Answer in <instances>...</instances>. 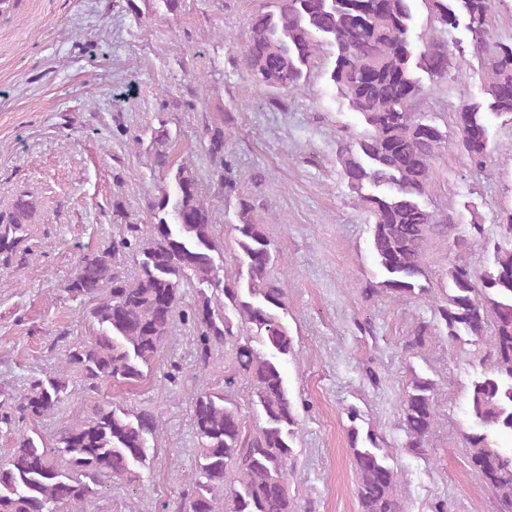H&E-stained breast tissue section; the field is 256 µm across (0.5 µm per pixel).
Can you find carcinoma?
I'll return each mask as SVG.
<instances>
[{
	"label": "carcinoma",
	"mask_w": 512,
	"mask_h": 512,
	"mask_svg": "<svg viewBox=\"0 0 512 512\" xmlns=\"http://www.w3.org/2000/svg\"><path fill=\"white\" fill-rule=\"evenodd\" d=\"M255 12L239 48L243 71L257 86L276 93L307 80L327 55L331 84L363 119L360 133L341 135L336 159L350 194L369 214L371 254L381 276L371 288L393 299L419 296L424 286L423 252L437 230L467 245L484 238V226L462 229L452 216L429 208L426 199L442 150L461 153L478 170L487 167L494 145L487 113L512 119V40L496 38L491 17L496 0H422L427 27L413 34L412 0H273ZM465 22L470 44L485 71L483 100L461 101L451 113L453 135L418 113L425 88L419 73L436 85L454 81L459 56L440 34ZM224 124L205 127L214 191L233 206L237 267L220 275L223 247L210 205L201 195L197 171L170 160V132L160 125L153 138L155 159L167 185L151 203L154 222L123 224L101 249L82 255L63 291L92 304V336L65 347V367L55 376H33L18 402L3 394L0 424L37 419L64 404L67 373L78 372L93 392L107 381L134 385L145 380L171 332L175 318L195 328L196 358L206 369L213 352L231 342L235 323L249 332L235 348L224 387L196 395L191 421L198 461L185 493L166 512H296L288 487L299 425L298 402L288 391L283 364L297 356L284 321L285 288L270 277L277 262L253 205L237 193L224 140ZM34 203L25 195L0 214V263L9 266L29 235ZM129 258L136 272L126 274ZM196 299L179 311L183 289ZM438 327L451 340L490 335L489 371L471 384L468 411L479 430L471 433L468 463L492 492L496 512H512V452L493 450L490 437L512 431V246H497L488 265L448 267V292L419 324L405 346L417 348ZM250 386L254 423L232 396L241 381ZM436 384L413 375L401 404L405 447L424 455L436 420ZM350 447L357 471L360 512H403L399 472L387 461L383 436L361 432L359 410H347ZM159 416L96 405L91 414L60 429L52 442L25 436L0 458V512H56L80 504L94 512L105 478L135 486L150 459Z\"/></svg>",
	"instance_id": "obj_1"
}]
</instances>
